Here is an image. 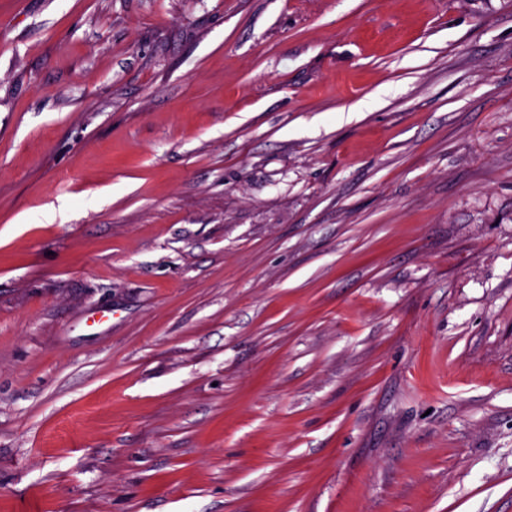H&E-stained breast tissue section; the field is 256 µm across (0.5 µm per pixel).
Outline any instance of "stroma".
I'll return each instance as SVG.
<instances>
[{"label": "stroma", "mask_w": 512, "mask_h": 512, "mask_svg": "<svg viewBox=\"0 0 512 512\" xmlns=\"http://www.w3.org/2000/svg\"><path fill=\"white\" fill-rule=\"evenodd\" d=\"M0 512H512V0H0Z\"/></svg>", "instance_id": "35a3bbf8"}]
</instances>
